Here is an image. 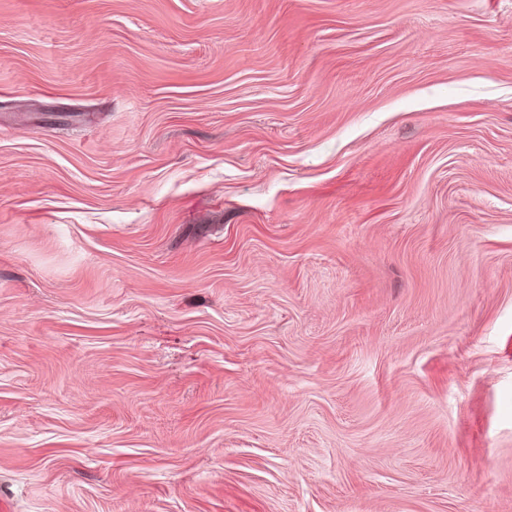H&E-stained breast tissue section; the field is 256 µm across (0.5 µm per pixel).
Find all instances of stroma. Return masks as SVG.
Instances as JSON below:
<instances>
[{
	"mask_svg": "<svg viewBox=\"0 0 512 512\" xmlns=\"http://www.w3.org/2000/svg\"><path fill=\"white\" fill-rule=\"evenodd\" d=\"M12 512H512V0H0Z\"/></svg>",
	"mask_w": 512,
	"mask_h": 512,
	"instance_id": "obj_1",
	"label": "stroma"
}]
</instances>
